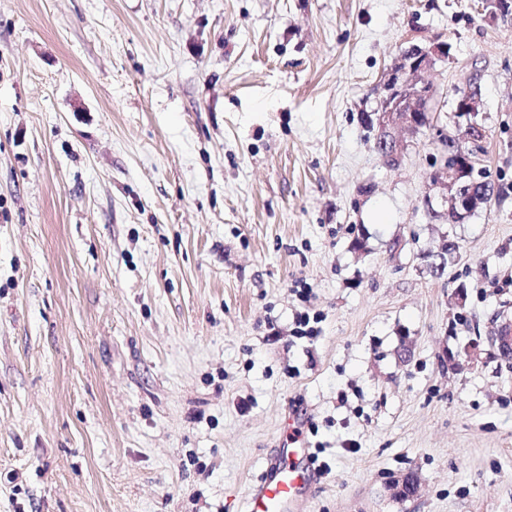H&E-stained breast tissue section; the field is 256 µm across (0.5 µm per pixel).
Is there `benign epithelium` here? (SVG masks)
Listing matches in <instances>:
<instances>
[{
	"label": "benign epithelium",
	"mask_w": 512,
	"mask_h": 512,
	"mask_svg": "<svg viewBox=\"0 0 512 512\" xmlns=\"http://www.w3.org/2000/svg\"><path fill=\"white\" fill-rule=\"evenodd\" d=\"M448 57V45L434 43L428 47L413 46L400 55L383 84L385 95L380 108L375 112L377 126L375 149L389 163H397L405 144L398 137L401 130L411 129L417 133L432 129L428 116L431 87L419 79V75L431 68L439 59ZM481 108V94L477 87L468 86L455 102V112L469 119L464 132V143L446 155L443 163L430 177V187L446 206L449 221L458 223L469 214L484 207L489 199L474 191L466 192L461 183L479 178L487 183L484 173L475 169L484 133L475 121Z\"/></svg>",
	"instance_id": "benign-epithelium-1"
}]
</instances>
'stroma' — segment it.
Returning <instances> with one entry per match:
<instances>
[{
  "mask_svg": "<svg viewBox=\"0 0 512 512\" xmlns=\"http://www.w3.org/2000/svg\"><path fill=\"white\" fill-rule=\"evenodd\" d=\"M453 139L476 79L488 207L365 123L399 53ZM457 243L445 268L430 264ZM321 316L313 338L297 312ZM512 15L482 0H0V512H512ZM412 478L414 496L399 493ZM317 481L307 448L288 439V444L267 460L261 479L250 487L247 512H302L306 493Z\"/></svg>",
  "mask_w": 512,
  "mask_h": 512,
  "instance_id": "stroma-1",
  "label": "stroma"
}]
</instances>
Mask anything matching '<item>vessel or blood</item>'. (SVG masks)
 Instances as JSON below:
<instances>
[{
    "label": "vessel or blood",
    "instance_id": "vessel-or-blood-1",
    "mask_svg": "<svg viewBox=\"0 0 512 512\" xmlns=\"http://www.w3.org/2000/svg\"><path fill=\"white\" fill-rule=\"evenodd\" d=\"M317 481L307 448L289 440L268 459L263 476L250 487L247 512H303L306 493Z\"/></svg>",
    "mask_w": 512,
    "mask_h": 512
}]
</instances>
